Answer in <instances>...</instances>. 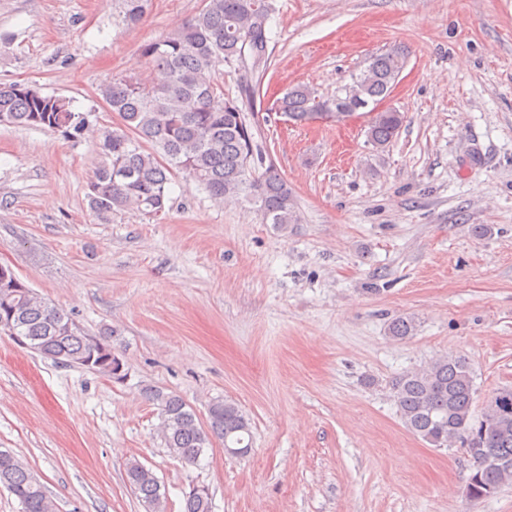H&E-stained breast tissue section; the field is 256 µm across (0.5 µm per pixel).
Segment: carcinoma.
I'll list each match as a JSON object with an SVG mask.
<instances>
[{
  "label": "carcinoma",
  "instance_id": "1",
  "mask_svg": "<svg viewBox=\"0 0 512 512\" xmlns=\"http://www.w3.org/2000/svg\"><path fill=\"white\" fill-rule=\"evenodd\" d=\"M273 11L272 0H204L180 30L141 46L142 56L157 71L155 80L124 76L101 88L119 123L99 133L102 161L88 192L94 212L158 217L165 212L171 176L179 172L221 202L242 195L254 199L265 224L295 223L293 190L273 164H265L248 120L259 88L246 81L239 95L230 97L215 82L221 66L246 73L267 67ZM143 14L144 0H125L129 23H139ZM406 63L398 48L375 54L336 97L320 100L308 87L297 85L286 89L272 110L301 122L321 111L340 117L365 109L390 93ZM404 119L398 111L374 113L368 141L386 148ZM1 123L48 128L68 137L86 131L84 118L69 101L17 82L0 83ZM388 330L404 340L414 335L416 324L397 317ZM13 332L41 357L59 356L76 365L91 357L95 341L112 344V335L86 332L20 279L0 285V334ZM391 390L409 432L437 448L458 443L470 457L467 497L485 498L512 484V389L498 392L480 417H474L476 388L469 362L446 354L404 372ZM145 397L160 410L165 448L181 462H200L214 439L241 456L250 451L251 423L234 402L213 401L203 422L175 393L150 387ZM126 478L146 512H160L165 493L158 478L147 475L137 460L127 463ZM0 484L17 498L22 512H54L44 485L13 454L0 456ZM184 512H211L209 492L191 490Z\"/></svg>",
  "mask_w": 512,
  "mask_h": 512
}]
</instances>
